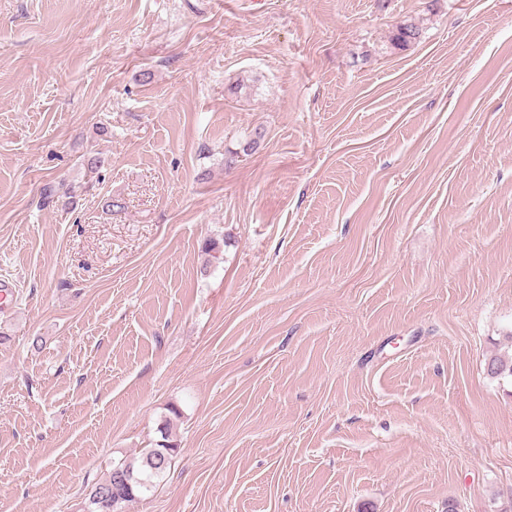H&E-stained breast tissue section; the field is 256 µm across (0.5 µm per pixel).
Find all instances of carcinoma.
<instances>
[{
  "label": "carcinoma",
  "instance_id": "cac0c4a2",
  "mask_svg": "<svg viewBox=\"0 0 512 512\" xmlns=\"http://www.w3.org/2000/svg\"><path fill=\"white\" fill-rule=\"evenodd\" d=\"M420 36V28L413 21H405L397 26L392 41L404 47ZM487 372L493 377H512V357L494 356L489 359ZM163 443L155 448H146L140 456L122 458L113 464L105 476L96 481L87 494L88 512H102L98 499L102 495L118 494L125 503L133 502L150 492L171 466L178 446L169 441V424L161 427Z\"/></svg>",
  "mask_w": 512,
  "mask_h": 512
}]
</instances>
